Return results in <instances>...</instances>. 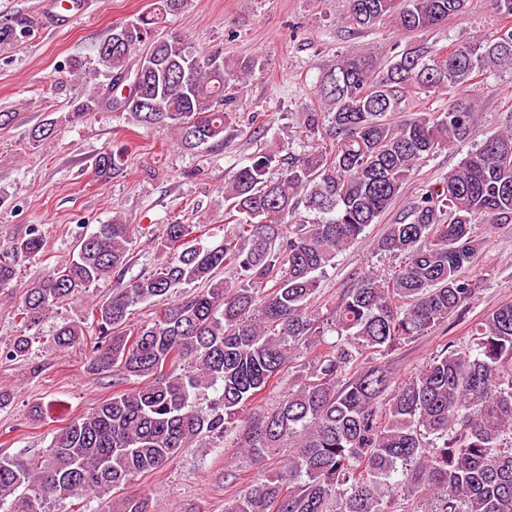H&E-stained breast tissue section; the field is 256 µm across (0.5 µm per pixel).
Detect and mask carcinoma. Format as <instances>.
Masks as SVG:
<instances>
[{"instance_id": "1", "label": "carcinoma", "mask_w": 512, "mask_h": 512, "mask_svg": "<svg viewBox=\"0 0 512 512\" xmlns=\"http://www.w3.org/2000/svg\"><path fill=\"white\" fill-rule=\"evenodd\" d=\"M188 0H154L122 39L97 47L93 74L108 83L70 87L71 116L104 108L133 124L175 137L195 150L224 141L233 89L250 69L202 55L186 35L159 33ZM345 24L370 31L388 19L417 34L465 13L471 0H346ZM504 24L480 40L408 44L390 60L347 57L322 69L316 95L324 112L319 150L256 153L224 179V236L204 243L202 224H165L154 239L156 267L126 278L137 230L116 218L80 237L72 255L40 279L18 284L16 258L35 256L45 239L0 242V288H22L19 334L5 358L25 361L38 327L62 304L86 298L100 281L112 294L90 302L88 317L64 322L52 336L66 350L89 347L86 370L112 371L119 390L73 419L40 459L0 456V512H48L51 501L121 489L162 467L180 449L233 436L232 448L261 462L286 448V463L266 471L224 512H409L415 498L431 512H512V301L475 324L470 342L449 345L398 383L390 368L366 361L440 326L475 297L464 275L481 242L472 226L512 224V125L467 153L443 181L386 225L377 250L400 256L394 274L357 277L330 312L312 311L319 275L377 223L416 167L463 142L475 99L462 93L435 112L400 120L407 94L477 85L512 69V0H488ZM30 31L23 19H0V48ZM139 54L151 108L132 86ZM102 152L96 174L119 168ZM198 284L192 293H177ZM159 306L152 321L127 328L132 308ZM336 341L289 384L271 407L269 385L320 337ZM212 389L208 409L196 405ZM108 512H156L147 495L127 494Z\"/></svg>"}]
</instances>
